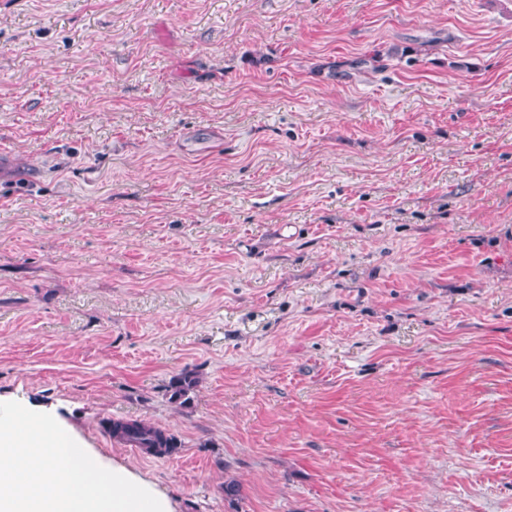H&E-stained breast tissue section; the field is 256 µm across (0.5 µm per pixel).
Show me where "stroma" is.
I'll return each mask as SVG.
<instances>
[{
	"label": "stroma",
	"mask_w": 512,
	"mask_h": 512,
	"mask_svg": "<svg viewBox=\"0 0 512 512\" xmlns=\"http://www.w3.org/2000/svg\"><path fill=\"white\" fill-rule=\"evenodd\" d=\"M7 401L174 512H512V0H0ZM113 433L134 443L138 448H149L152 453L164 455L175 448V439L164 430L151 424L141 422H118Z\"/></svg>",
	"instance_id": "stroma-1"
}]
</instances>
